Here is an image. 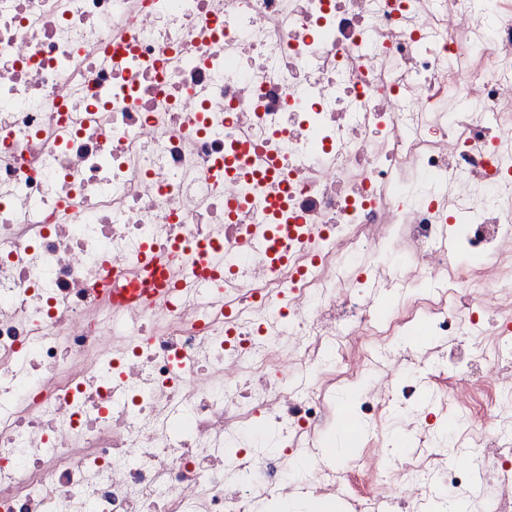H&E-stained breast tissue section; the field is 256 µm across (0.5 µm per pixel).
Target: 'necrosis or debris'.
Returning a JSON list of instances; mask_svg holds the SVG:
<instances>
[{
    "label": "necrosis or debris",
    "mask_w": 512,
    "mask_h": 512,
    "mask_svg": "<svg viewBox=\"0 0 512 512\" xmlns=\"http://www.w3.org/2000/svg\"><path fill=\"white\" fill-rule=\"evenodd\" d=\"M372 288L415 299L384 324ZM418 314L427 354L375 348ZM421 367L473 466L411 404ZM364 374L343 473L317 442ZM437 489L512 512V0H0V512Z\"/></svg>",
    "instance_id": "1"
}]
</instances>
